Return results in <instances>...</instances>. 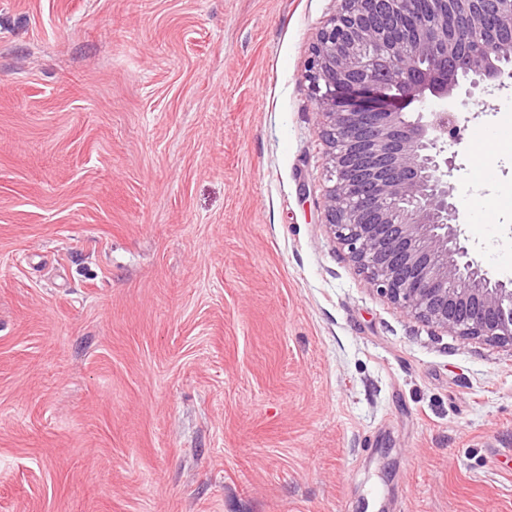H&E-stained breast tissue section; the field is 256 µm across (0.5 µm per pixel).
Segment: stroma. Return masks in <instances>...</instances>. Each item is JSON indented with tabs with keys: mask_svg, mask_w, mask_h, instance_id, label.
I'll use <instances>...</instances> for the list:
<instances>
[{
	"mask_svg": "<svg viewBox=\"0 0 512 512\" xmlns=\"http://www.w3.org/2000/svg\"><path fill=\"white\" fill-rule=\"evenodd\" d=\"M336 0H0V512H512V348L324 222ZM449 177L512 279V78Z\"/></svg>",
	"mask_w": 512,
	"mask_h": 512,
	"instance_id": "35a3bbf8",
	"label": "stroma"
}]
</instances>
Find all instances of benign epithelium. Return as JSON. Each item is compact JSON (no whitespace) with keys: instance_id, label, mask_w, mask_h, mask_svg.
Segmentation results:
<instances>
[{"instance_id":"1","label":"benign epithelium","mask_w":512,"mask_h":512,"mask_svg":"<svg viewBox=\"0 0 512 512\" xmlns=\"http://www.w3.org/2000/svg\"><path fill=\"white\" fill-rule=\"evenodd\" d=\"M512 62V0H338L307 65L326 147L325 223L367 283L422 322L512 347V279L459 222L448 100Z\"/></svg>"}]
</instances>
